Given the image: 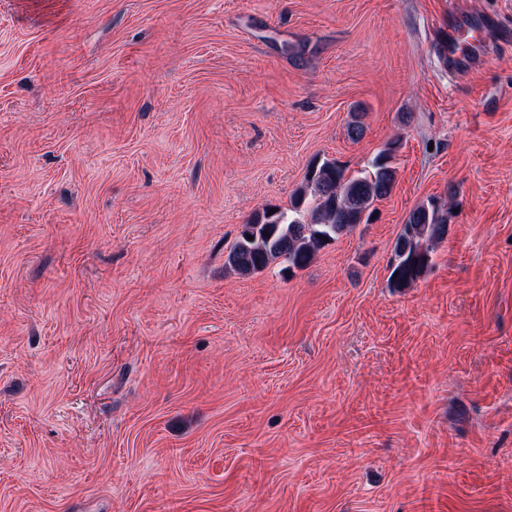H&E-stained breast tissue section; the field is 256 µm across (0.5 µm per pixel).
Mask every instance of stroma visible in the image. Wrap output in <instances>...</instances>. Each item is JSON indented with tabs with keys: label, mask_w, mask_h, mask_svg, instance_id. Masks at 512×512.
<instances>
[{
	"label": "stroma",
	"mask_w": 512,
	"mask_h": 512,
	"mask_svg": "<svg viewBox=\"0 0 512 512\" xmlns=\"http://www.w3.org/2000/svg\"><path fill=\"white\" fill-rule=\"evenodd\" d=\"M394 140L374 223L225 268ZM0 512H512V0H0ZM489 31L490 25L485 19L463 14L455 16L441 47L448 70L456 75H464L475 64L483 63L480 47ZM448 212L434 201L413 208L397 235L390 261L389 288H409L426 273L430 265L431 246L448 235ZM395 272H399L394 277Z\"/></svg>",
	"instance_id": "obj_1"
}]
</instances>
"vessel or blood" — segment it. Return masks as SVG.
Here are the masks:
<instances>
[{
    "mask_svg": "<svg viewBox=\"0 0 512 512\" xmlns=\"http://www.w3.org/2000/svg\"><path fill=\"white\" fill-rule=\"evenodd\" d=\"M489 31L490 25L485 19L463 14L453 18L441 47L450 72L463 75L475 64L483 62L480 47Z\"/></svg>",
    "mask_w": 512,
    "mask_h": 512,
    "instance_id": "b4317fda",
    "label": "vessel or blood"
}]
</instances>
